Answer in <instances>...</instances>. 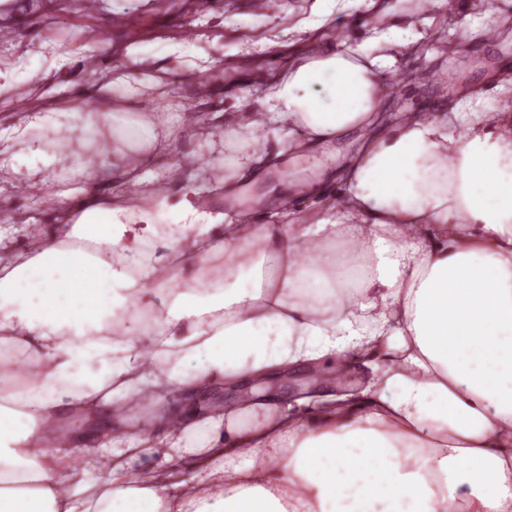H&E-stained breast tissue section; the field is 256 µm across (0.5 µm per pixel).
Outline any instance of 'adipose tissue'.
<instances>
[{
    "mask_svg": "<svg viewBox=\"0 0 512 512\" xmlns=\"http://www.w3.org/2000/svg\"><path fill=\"white\" fill-rule=\"evenodd\" d=\"M405 27L328 41L292 58L259 111L228 112L230 168L254 175L264 131L288 130L297 154L335 147L336 196L281 199L282 224L198 211L159 190L113 206L108 167L143 182L169 128L114 113L26 111L0 130V165L17 185L71 173L54 229L0 253V345L25 355L23 387L0 394V512H512V85L470 87L421 112H395L383 79L448 13L456 52L492 41L496 0L449 10L422 0ZM52 135V149L30 131ZM96 137L105 149L88 159ZM361 261L336 269L334 243ZM224 261L199 290L190 271ZM157 312L144 324L140 311ZM363 362L359 393L268 397L289 369ZM247 382L252 401L193 424L94 435L102 493L76 498L80 474L42 447L58 414L115 408L174 387ZM163 446L188 478L122 475L120 460Z\"/></svg>",
    "mask_w": 512,
    "mask_h": 512,
    "instance_id": "1",
    "label": "adipose tissue"
}]
</instances>
